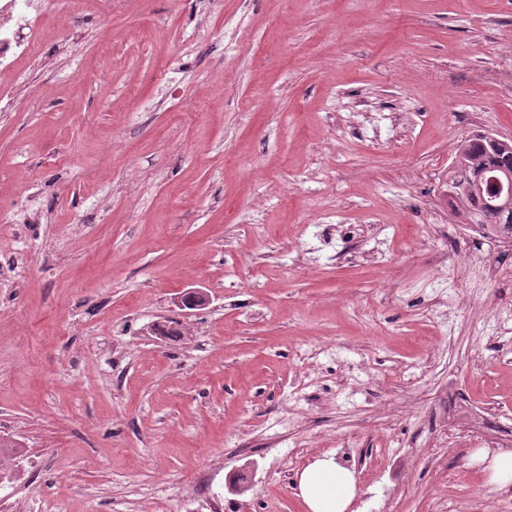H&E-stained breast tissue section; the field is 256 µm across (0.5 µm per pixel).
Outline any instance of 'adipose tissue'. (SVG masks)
Returning a JSON list of instances; mask_svg holds the SVG:
<instances>
[{"mask_svg": "<svg viewBox=\"0 0 512 512\" xmlns=\"http://www.w3.org/2000/svg\"><path fill=\"white\" fill-rule=\"evenodd\" d=\"M298 487L307 512H348L356 495L353 472L327 457L300 472Z\"/></svg>", "mask_w": 512, "mask_h": 512, "instance_id": "ef3b65f1", "label": "adipose tissue"}]
</instances>
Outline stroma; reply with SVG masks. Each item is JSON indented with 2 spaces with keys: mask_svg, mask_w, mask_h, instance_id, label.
<instances>
[{
  "mask_svg": "<svg viewBox=\"0 0 512 512\" xmlns=\"http://www.w3.org/2000/svg\"><path fill=\"white\" fill-rule=\"evenodd\" d=\"M89 2L0 74V512H305L324 456L351 512H512L463 432L512 449V248L442 188L512 136V0ZM298 487L309 512H348L357 489L354 473L327 457L300 472Z\"/></svg>",
  "mask_w": 512,
  "mask_h": 512,
  "instance_id": "obj_1",
  "label": "stroma"
}]
</instances>
